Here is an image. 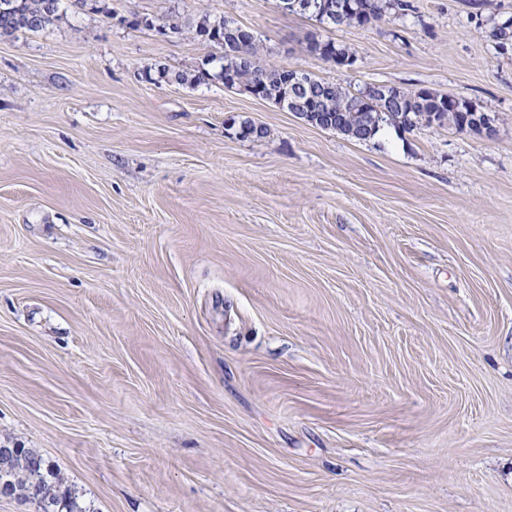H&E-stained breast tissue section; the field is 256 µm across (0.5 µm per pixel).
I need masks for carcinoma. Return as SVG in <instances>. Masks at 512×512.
Here are the masks:
<instances>
[{
	"instance_id": "carcinoma-1",
	"label": "carcinoma",
	"mask_w": 512,
	"mask_h": 512,
	"mask_svg": "<svg viewBox=\"0 0 512 512\" xmlns=\"http://www.w3.org/2000/svg\"><path fill=\"white\" fill-rule=\"evenodd\" d=\"M61 0H0V37L12 36L24 30L42 32L53 26L61 18ZM283 8L292 12L306 13L319 23L329 26H365L382 18L384 10L397 8L410 9L408 0H314L322 7L306 10L294 9L292 0H280ZM193 31L196 37L212 43L222 49L220 70L211 73L202 67L193 73L172 71L164 65L155 67L156 83H177L199 85L212 78L220 79L227 87H242L246 90L260 89L261 97L294 111L292 96L284 79V70L261 66L256 62V43L240 46L225 37V31L236 28V24L222 16H214L204 11L195 18L182 23L174 22L170 30L178 31L181 26ZM309 51L325 60L340 63L342 58H351L354 53L332 40L317 38L309 42ZM332 90L324 96H315L308 102L312 112L323 113L334 119V125L319 124L322 129L336 130L347 138H353L351 131L355 127H365L370 136H375L383 127L392 126L411 130L418 125L446 123L455 127L465 121L473 122L481 118L482 112L472 103L460 100L456 105L447 107L442 96L421 88L416 91H404L393 86H384L381 95L395 94L400 97L397 103L387 105L381 99L370 94V88L352 92L334 82L329 83ZM5 484L10 494L37 505L38 512H86L78 498L64 488L65 479L53 469L41 455L30 448L19 449V457L14 468L1 475L0 484Z\"/></svg>"
}]
</instances>
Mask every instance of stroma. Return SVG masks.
Returning a JSON list of instances; mask_svg holds the SVG:
<instances>
[{"instance_id":"1","label":"stroma","mask_w":512,"mask_h":512,"mask_svg":"<svg viewBox=\"0 0 512 512\" xmlns=\"http://www.w3.org/2000/svg\"><path fill=\"white\" fill-rule=\"evenodd\" d=\"M409 2L331 29L279 0H62L0 38V446L88 512H512V0ZM204 11L261 65L427 88L496 132L359 142L146 79L218 55L158 31ZM309 51L322 59L332 60L341 65L340 58H353L355 54L346 47L337 46L333 40L322 41L312 38L309 42Z\"/></svg>"}]
</instances>
